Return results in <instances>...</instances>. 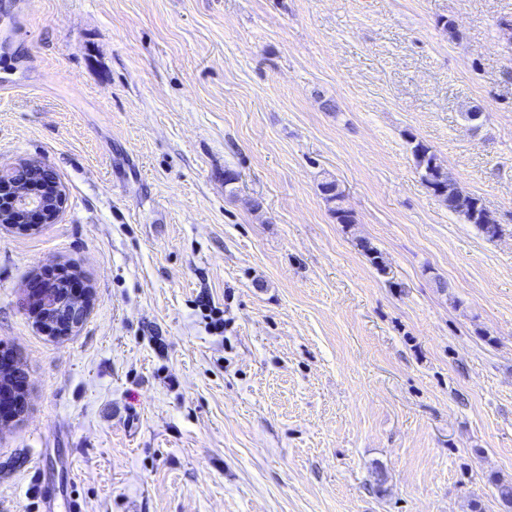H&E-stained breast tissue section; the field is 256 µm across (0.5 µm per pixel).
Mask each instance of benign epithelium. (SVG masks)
Segmentation results:
<instances>
[{
    "instance_id": "obj_1",
    "label": "benign epithelium",
    "mask_w": 512,
    "mask_h": 512,
    "mask_svg": "<svg viewBox=\"0 0 512 512\" xmlns=\"http://www.w3.org/2000/svg\"><path fill=\"white\" fill-rule=\"evenodd\" d=\"M1 192L10 194L11 205L0 207V223L20 230L33 223H54L65 201L52 170L35 160L0 167ZM87 308L88 295L71 292L63 282H50L42 289L33 314L54 335L68 336L82 323Z\"/></svg>"
}]
</instances>
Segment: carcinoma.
I'll list each match as a JSON object with an SVG mask.
<instances>
[{"label": "carcinoma", "mask_w": 512, "mask_h": 512, "mask_svg": "<svg viewBox=\"0 0 512 512\" xmlns=\"http://www.w3.org/2000/svg\"><path fill=\"white\" fill-rule=\"evenodd\" d=\"M412 154L421 180L440 202L448 205V211L463 216L489 239L498 235L500 224L495 216L480 198L463 190L458 179L438 162L431 147L418 141L412 147ZM320 189L325 201L331 204L330 211L337 223L348 226L356 223L353 213L342 205V194L336 182L325 181L320 184Z\"/></svg>", "instance_id": "carcinoma-1"}]
</instances>
